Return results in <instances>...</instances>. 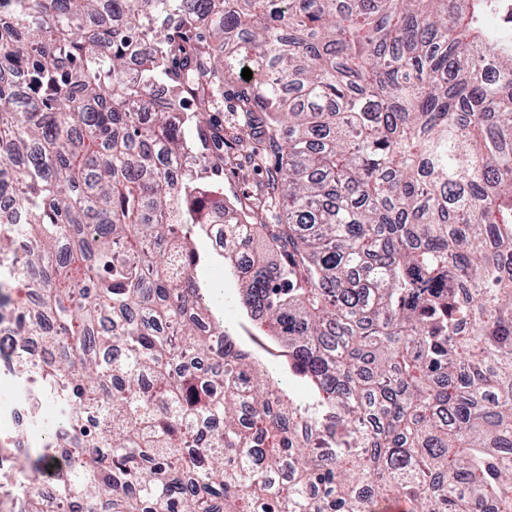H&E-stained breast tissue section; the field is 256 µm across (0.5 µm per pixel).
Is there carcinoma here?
Here are the masks:
<instances>
[{
	"label": "carcinoma",
	"mask_w": 512,
	"mask_h": 512,
	"mask_svg": "<svg viewBox=\"0 0 512 512\" xmlns=\"http://www.w3.org/2000/svg\"><path fill=\"white\" fill-rule=\"evenodd\" d=\"M5 191L39 296L0 320L68 459L45 499L0 436V509L512 512V0H0ZM196 229L306 403L205 304ZM266 181L265 172H233L224 169V199L247 204L251 195ZM272 377L287 398L288 394L298 402H305L309 398V393L305 386L298 378L288 373V367L284 363L272 370Z\"/></svg>",
	"instance_id": "cac0c4a2"
}]
</instances>
